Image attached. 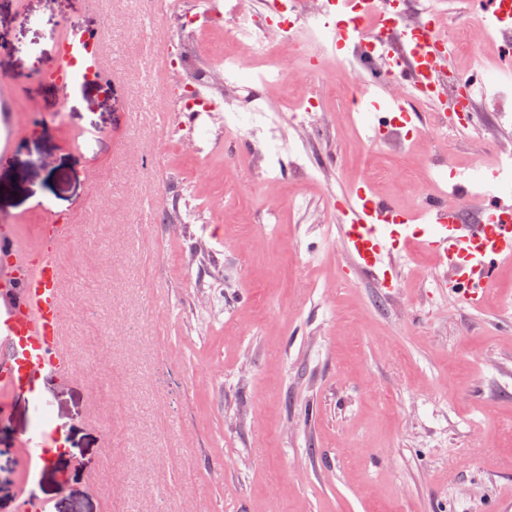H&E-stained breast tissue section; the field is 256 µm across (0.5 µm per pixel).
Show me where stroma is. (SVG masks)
<instances>
[{
	"label": "stroma",
	"instance_id": "1",
	"mask_svg": "<svg viewBox=\"0 0 512 512\" xmlns=\"http://www.w3.org/2000/svg\"><path fill=\"white\" fill-rule=\"evenodd\" d=\"M100 31L112 89L84 84L61 100L33 87L68 23ZM176 28L145 18L138 0H5L0 34V218L29 233L40 204L85 226L66 295L105 337L112 399L90 379L44 383L39 401L0 385V512L34 496L47 512H491L512 497V314L432 294L402 268L384 294L370 277L342 278L346 255L326 197L367 171L373 192L406 209L416 200L393 177L406 159L357 139L348 81L335 59L314 78L271 88L281 135L315 155L320 176L272 181L242 132L219 136L200 165L166 152L155 57ZM325 94L314 119L294 125L286 95ZM472 136L434 139L425 159L481 165L512 152V126L491 102ZM108 187H101L102 176ZM299 192L305 216L288 210ZM274 211L279 221L261 216ZM51 412L67 447L43 467L27 434Z\"/></svg>",
	"mask_w": 512,
	"mask_h": 512
}]
</instances>
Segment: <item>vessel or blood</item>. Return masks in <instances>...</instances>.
Listing matches in <instances>:
<instances>
[{"mask_svg": "<svg viewBox=\"0 0 512 512\" xmlns=\"http://www.w3.org/2000/svg\"><path fill=\"white\" fill-rule=\"evenodd\" d=\"M479 19L501 25L512 24V6L507 0H472ZM389 48L400 60L390 82L380 84L386 100L371 96L367 105L386 106L402 111L404 102L393 93L396 85L416 84L413 62L418 47L407 46L402 25L391 27ZM61 51L67 73L57 82L61 99L77 90L75 74L102 72V40L98 33L75 26L69 28ZM449 56L437 59L427 80L437 87L436 102L451 109L453 90L447 84L449 71L457 70ZM454 203L431 198L426 202L428 221L416 223L412 212L383 199L368 197L364 189L355 195L339 197L336 205L339 240L349 254L345 273L370 275L385 292L401 286L396 264L399 257L420 251L440 268V286L449 296L476 307L493 294L495 283L506 265L512 264V223H496L500 213L512 214V196L500 187H490L482 198L477 217H469L468 175L453 170ZM77 233L76 225L63 222L40 227L39 244L29 247L16 230L0 227V256L15 260L18 269L0 276V385L6 384L29 395H36L43 378L71 375L75 357L66 342L65 328L70 312L63 301V271L58 251ZM40 463L51 461L62 447V436L54 429H43L27 441Z\"/></svg>", "mask_w": 512, "mask_h": 512, "instance_id": "b4317fda", "label": "vessel or blood"}]
</instances>
